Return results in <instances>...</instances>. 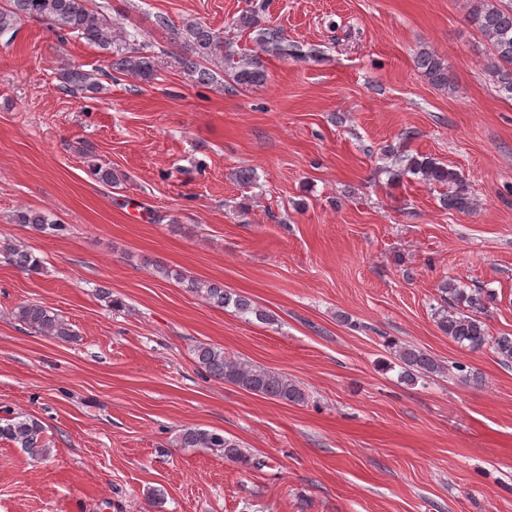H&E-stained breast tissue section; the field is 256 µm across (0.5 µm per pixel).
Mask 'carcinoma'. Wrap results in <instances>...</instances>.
Returning <instances> with one entry per match:
<instances>
[{"label":"carcinoma","mask_w":512,"mask_h":512,"mask_svg":"<svg viewBox=\"0 0 512 512\" xmlns=\"http://www.w3.org/2000/svg\"><path fill=\"white\" fill-rule=\"evenodd\" d=\"M468 21L487 39L491 46L488 71L498 87L512 95V0H466ZM264 3L249 0L248 8L235 20L236 27L252 35L255 48H237L210 27L199 22L188 21L176 27L158 16L155 25L169 41L181 49L176 61L188 78L202 86L218 82L213 66L221 64L222 79L229 87L248 89L260 86L268 80L265 57L302 60L316 54V49L303 50L299 44H290L284 34L265 24ZM24 20L45 23L63 36L73 34L87 44L112 54L110 67L115 73L150 83L157 78L155 56L146 51L147 45L140 43V27L132 23L126 28L98 11L93 0H5L0 6V35L16 32ZM415 62L427 81L439 88H453V80L445 63L434 51L421 48L416 52ZM58 79L64 90L83 95H96L103 91L99 74L85 70L73 63H64L57 68ZM395 177L407 174L419 175L430 185H442L450 192L442 199L448 210L468 212L475 206L463 176L437 158L428 155L395 154ZM15 222L26 224L38 233L53 234L64 230L47 215L32 210H20ZM0 254L16 268L38 273L43 269L42 261L27 247L9 240L0 242ZM189 288L208 303L220 307H233L245 317L252 315L261 323L272 324L275 317L255 304L250 298L230 292L223 286L209 281L191 279ZM443 305L437 310L439 330L454 342L472 350L490 347L500 364L512 365V334L492 336L489 334L482 314L491 295L481 290L466 292L465 289L445 281L439 287ZM16 320L22 324L61 342L74 339V331L52 309L37 303H27L18 308ZM387 346L403 368L404 378L412 382L419 377H429L447 372V365L427 350L407 341L392 339ZM197 367L215 380L235 385L249 393L282 403L301 404L306 391L287 377L276 374L260 365L246 360L231 359L224 348L200 343L194 348ZM42 422L33 416H7L0 418V439L22 449L33 458L49 454L50 448L44 437ZM179 448H219L224 458L246 462L248 458L240 445L223 435L199 428H186L176 437Z\"/></svg>","instance_id":"carcinoma-1"}]
</instances>
